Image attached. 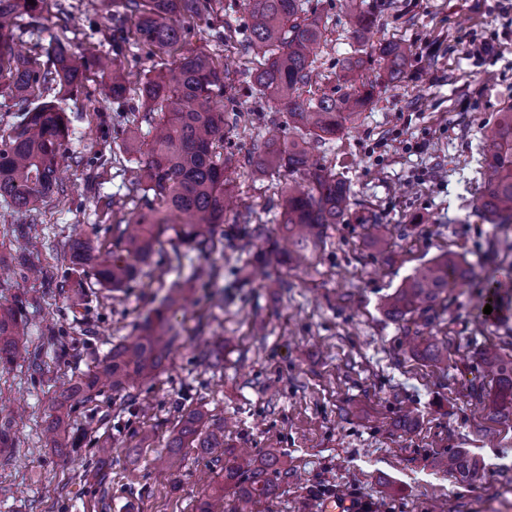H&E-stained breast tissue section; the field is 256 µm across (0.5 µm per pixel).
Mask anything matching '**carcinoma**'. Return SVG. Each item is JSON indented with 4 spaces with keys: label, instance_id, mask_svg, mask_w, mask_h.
Masks as SVG:
<instances>
[{
    "label": "carcinoma",
    "instance_id": "carcinoma-1",
    "mask_svg": "<svg viewBox=\"0 0 512 512\" xmlns=\"http://www.w3.org/2000/svg\"><path fill=\"white\" fill-rule=\"evenodd\" d=\"M45 0H0V97L17 101L18 120L8 136H0V201L16 211H28L42 198L60 190L58 168L69 139L68 102L77 100L84 80L85 63L66 46L53 48L47 63L35 66L14 49L13 20L40 10ZM135 17V37L151 52L167 51L182 41L183 23L205 20L216 34L214 20L224 10L222 0H125ZM249 35L246 50L257 58L253 86L268 103L284 107L288 125L317 138H332L344 123L370 103L373 85L363 74L360 58L342 59L338 76L342 93H322L301 98L300 91L313 84L316 50L325 40L326 27L309 0H249ZM349 28L357 42L366 40L375 26L374 16L362 9L348 12ZM410 48L398 41L380 45L379 57L387 76L401 78ZM94 67L112 99H125L126 73L118 58L102 55ZM225 83L213 61L191 48L178 55L176 67L141 82L140 103L131 111L142 113L148 126L149 149L138 131L123 140L129 154L146 160L132 170L133 189L143 207L131 213L125 224L113 228L112 251L95 252L88 239L77 236L69 246L73 268L91 267L101 283L122 288L136 280L141 266L150 263L155 246L164 235L200 253L212 251L215 234L224 223L231 194L224 172L237 164L222 156ZM260 172L286 171L288 185L281 190L283 234L288 250L273 242L268 255L290 268L306 266L324 243L331 224L341 223L350 212V185L323 167L310 168L307 151L297 142L271 137L245 159ZM482 192L475 209L489 224H512V105L504 108L490 129L481 150ZM368 237L382 243L388 225L374 212L361 219ZM474 276V267L447 252L418 267L387 297L386 314L396 321L423 317L447 308L448 291L462 288ZM176 295L156 308L145 328L129 343L112 347L97 370L82 374L58 400L57 414L45 433L56 448L77 452L83 440L69 438L71 408L89 400L95 389L107 385L120 393L138 380L153 378L176 341L168 335V312ZM28 322L10 309H0V362L8 363L25 348ZM429 365L439 369L448 362V344L429 342L421 350ZM481 358L491 369L495 389H472L480 402H488L490 419L512 421V357L485 348ZM195 448L202 455L224 449V423L192 410L176 424V433L165 451L153 458L159 471H174L184 460L182 450ZM437 468L462 478L472 477L477 462L458 450L436 459ZM285 467L271 454L261 459L237 455L224 466V484L203 494L196 512H253L255 504L274 493L270 475Z\"/></svg>",
    "mask_w": 512,
    "mask_h": 512
}]
</instances>
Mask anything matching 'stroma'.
I'll return each instance as SVG.
<instances>
[{
	"label": "stroma",
	"mask_w": 512,
	"mask_h": 512,
	"mask_svg": "<svg viewBox=\"0 0 512 512\" xmlns=\"http://www.w3.org/2000/svg\"><path fill=\"white\" fill-rule=\"evenodd\" d=\"M343 2L312 0L327 27L315 63L318 86L333 87L339 59L355 50L374 97L335 138L308 141L312 158L350 183L357 204L330 225L307 267L272 263L253 283H241L239 268L254 263L278 233L275 201L285 185L282 174L244 166L227 174L237 205L211 255L193 252L180 265L176 245L162 242L140 277L116 290L92 269L72 270L74 231L109 252L113 224L134 207L129 179L137 161L121 143L137 99L102 100L92 73L67 112L62 193L23 214L0 203V306L19 308L29 323L26 353L0 374V407L22 412L12 448L0 451V512H193L202 493L220 485L221 461L187 448L174 473L152 464L193 408L224 420V444L235 452L287 459V472L273 477L275 497L261 501L258 512H319L330 496L371 512H512V424L481 417L468 397L473 377L491 380L478 360L483 347L512 355V290L506 286L488 302L479 281L490 272L512 280V226L484 223L474 211L485 135L512 105V0H394L384 11L380 0H363L376 22L361 45ZM246 4L236 0L223 39L202 22L185 35L187 47L230 65L227 80L237 95L226 108L239 118L224 151L240 158L263 143L271 124L283 125L284 140L298 138L287 112L250 87ZM122 9L120 0L104 10L95 0H47L18 19L16 41L40 64L59 42L80 57L107 54L112 16ZM392 40L413 49L396 83L379 59L381 43ZM174 60L132 42L120 56L136 79L170 71ZM368 207L390 226L384 247L371 245L359 222ZM20 224L37 238V252L16 250ZM445 252L464 257L478 278L449 293L447 310L421 319V337L413 339L383 303L416 267ZM214 265L223 273L219 308L203 287ZM176 285L181 299L169 317L177 342L162 369L128 391L104 386L75 405L70 426L89 445L76 454L55 450L43 430L61 391L113 344L135 336ZM219 338L228 346L223 368L215 369L204 352ZM422 339L447 343V368L420 357ZM34 359L40 371L31 370ZM144 402L151 405L146 415ZM406 410L415 416L408 429L397 424ZM98 440L112 445L104 464L91 447ZM460 449L476 459L477 479L435 468L436 457ZM100 471L108 474L102 483L93 479Z\"/></svg>",
	"instance_id": "1"
}]
</instances>
